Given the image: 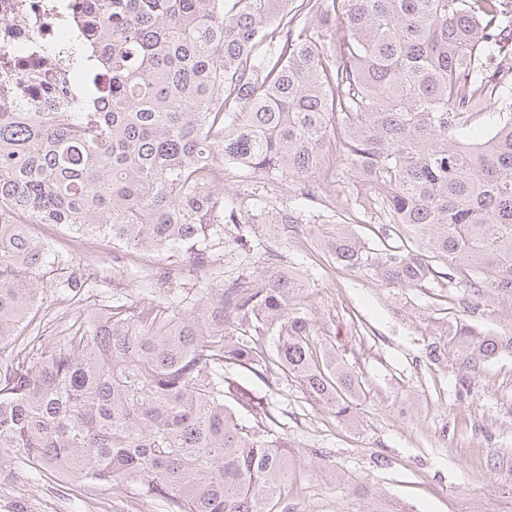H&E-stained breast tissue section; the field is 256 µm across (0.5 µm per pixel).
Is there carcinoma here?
<instances>
[{"label": "carcinoma", "mask_w": 512, "mask_h": 512, "mask_svg": "<svg viewBox=\"0 0 512 512\" xmlns=\"http://www.w3.org/2000/svg\"><path fill=\"white\" fill-rule=\"evenodd\" d=\"M94 0L75 19L96 112L0 113V481L130 485L168 512H290L292 444L224 366L267 364L227 332L273 330L277 367L348 421L365 395L290 309L304 288L270 263L254 280L112 300L53 346L13 355L43 300L28 224L99 233L132 250H184L250 219L216 174L305 180L354 170L384 248L324 224L330 258L387 288L435 276L512 294V0ZM96 73L108 80L93 81ZM496 113L476 139L474 121ZM261 222L305 223L297 209ZM471 368L512 337L461 321L427 345Z\"/></svg>", "instance_id": "1"}]
</instances>
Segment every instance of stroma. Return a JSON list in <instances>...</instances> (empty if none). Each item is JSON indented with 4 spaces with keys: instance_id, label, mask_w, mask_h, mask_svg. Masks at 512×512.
<instances>
[{
    "instance_id": "1",
    "label": "stroma",
    "mask_w": 512,
    "mask_h": 512,
    "mask_svg": "<svg viewBox=\"0 0 512 512\" xmlns=\"http://www.w3.org/2000/svg\"><path fill=\"white\" fill-rule=\"evenodd\" d=\"M215 194L255 213L271 206L307 207L334 224L353 225L371 246L381 241L364 214L351 173L336 161L326 184L302 197L298 183L280 184L226 172ZM31 235L46 248L40 284L45 301L36 320L47 343H55L65 320L98 310L121 294L149 302L156 296V270L172 271L173 295L194 297L201 288L221 289L254 275L277 255L281 267L299 275L304 288L294 309L314 324L313 342L333 348L365 381L366 398L353 422L336 419L276 366L252 373L228 367L225 377L268 403L280 430L292 441L296 464L288 479L294 512H512V354L470 369L456 355L430 360L426 344L447 324L465 321L496 336H512V297L448 287L432 279L398 290L341 267L318 246L317 227L284 230L279 224L224 227L211 237L209 266L185 253L131 252L101 236L78 237L59 224H33ZM77 276L80 298L57 283ZM319 448L341 483L329 484L311 466ZM0 512H167L163 501L133 488L85 487L60 492L55 480L23 475L0 484Z\"/></svg>"
}]
</instances>
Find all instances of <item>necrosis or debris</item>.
Masks as SVG:
<instances>
[{"instance_id": "4bbe7bcc", "label": "necrosis or debris", "mask_w": 512, "mask_h": 512, "mask_svg": "<svg viewBox=\"0 0 512 512\" xmlns=\"http://www.w3.org/2000/svg\"><path fill=\"white\" fill-rule=\"evenodd\" d=\"M63 0H0V112H70L75 94L51 95L67 81L57 44L71 19Z\"/></svg>"}]
</instances>
